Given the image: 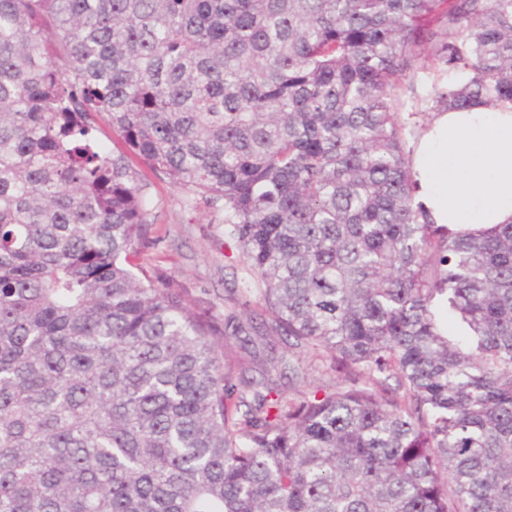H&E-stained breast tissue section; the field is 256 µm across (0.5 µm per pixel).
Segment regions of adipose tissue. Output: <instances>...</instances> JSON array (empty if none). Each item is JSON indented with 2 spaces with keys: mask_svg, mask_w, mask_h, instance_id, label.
<instances>
[{
  "mask_svg": "<svg viewBox=\"0 0 512 512\" xmlns=\"http://www.w3.org/2000/svg\"><path fill=\"white\" fill-rule=\"evenodd\" d=\"M415 197L452 228L512 222V104L433 113L412 158Z\"/></svg>",
  "mask_w": 512,
  "mask_h": 512,
  "instance_id": "obj_1",
  "label": "adipose tissue"
}]
</instances>
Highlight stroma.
Wrapping results in <instances>:
<instances>
[{
  "mask_svg": "<svg viewBox=\"0 0 512 512\" xmlns=\"http://www.w3.org/2000/svg\"><path fill=\"white\" fill-rule=\"evenodd\" d=\"M151 208L152 247L139 261L180 282L194 304H211L216 316L234 307L232 289L248 287L251 275L234 242L225 237L220 215L193 207L164 176L143 171Z\"/></svg>",
  "mask_w": 512,
  "mask_h": 512,
  "instance_id": "stroma-1",
  "label": "stroma"
}]
</instances>
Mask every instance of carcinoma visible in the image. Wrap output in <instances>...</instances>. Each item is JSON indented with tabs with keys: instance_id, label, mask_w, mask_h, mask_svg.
<instances>
[{
	"instance_id": "carcinoma-1",
	"label": "carcinoma",
	"mask_w": 512,
	"mask_h": 512,
	"mask_svg": "<svg viewBox=\"0 0 512 512\" xmlns=\"http://www.w3.org/2000/svg\"><path fill=\"white\" fill-rule=\"evenodd\" d=\"M479 99L512 0H0V512H512V223H430L402 121ZM133 157L222 213L224 329L132 270Z\"/></svg>"
}]
</instances>
